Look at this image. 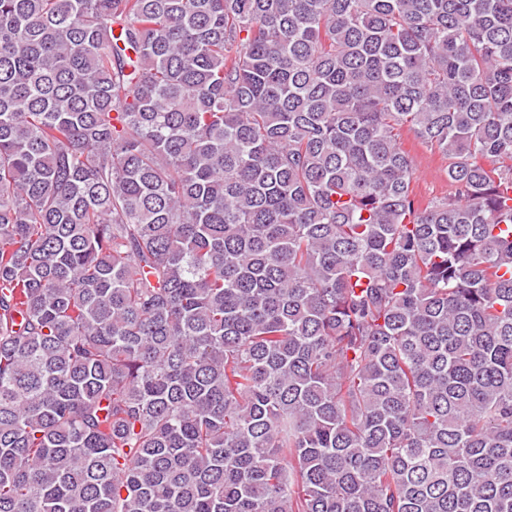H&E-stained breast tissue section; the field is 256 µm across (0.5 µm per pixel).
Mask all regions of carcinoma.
I'll use <instances>...</instances> for the list:
<instances>
[{"label":"carcinoma","instance_id":"obj_1","mask_svg":"<svg viewBox=\"0 0 512 512\" xmlns=\"http://www.w3.org/2000/svg\"><path fill=\"white\" fill-rule=\"evenodd\" d=\"M509 190L512 0H0V512H512ZM399 142L414 163L416 174L412 188L417 203L424 207L448 196L452 191L445 175L448 159L423 145L408 127L400 130Z\"/></svg>","mask_w":512,"mask_h":512}]
</instances>
